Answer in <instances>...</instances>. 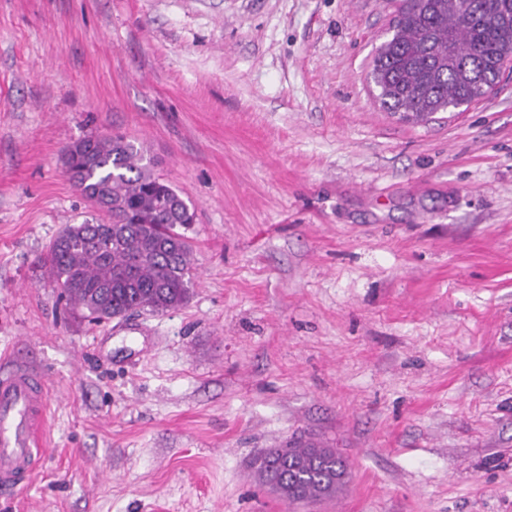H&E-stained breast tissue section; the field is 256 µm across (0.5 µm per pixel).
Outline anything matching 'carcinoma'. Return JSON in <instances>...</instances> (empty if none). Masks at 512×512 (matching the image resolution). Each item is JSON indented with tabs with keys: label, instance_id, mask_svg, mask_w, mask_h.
I'll list each match as a JSON object with an SVG mask.
<instances>
[{
	"label": "carcinoma",
	"instance_id": "cac0c4a2",
	"mask_svg": "<svg viewBox=\"0 0 512 512\" xmlns=\"http://www.w3.org/2000/svg\"><path fill=\"white\" fill-rule=\"evenodd\" d=\"M402 18L378 47L370 73L381 107L426 121L491 93L512 49V0H401ZM66 174L109 216L69 224L43 266L65 306L103 322L181 306L192 284V245L177 191L120 134L88 137L65 151ZM255 474L287 503L334 495L347 466L333 448L289 441L257 459Z\"/></svg>",
	"mask_w": 512,
	"mask_h": 512
}]
</instances>
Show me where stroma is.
I'll return each mask as SVG.
<instances>
[{
	"label": "stroma",
	"instance_id": "obj_1",
	"mask_svg": "<svg viewBox=\"0 0 512 512\" xmlns=\"http://www.w3.org/2000/svg\"><path fill=\"white\" fill-rule=\"evenodd\" d=\"M392 0H0V369L44 372L0 512H512V76L426 123L370 81ZM120 133L196 211L188 302L102 324L39 265ZM350 477L290 505L253 460ZM255 474L290 505L334 495L344 484L345 460L334 448L287 441L257 459Z\"/></svg>",
	"mask_w": 512,
	"mask_h": 512
}]
</instances>
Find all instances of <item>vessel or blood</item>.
Instances as JSON below:
<instances>
[{
    "mask_svg": "<svg viewBox=\"0 0 512 512\" xmlns=\"http://www.w3.org/2000/svg\"><path fill=\"white\" fill-rule=\"evenodd\" d=\"M46 410L43 374L23 364L0 374V493H13L41 455L39 431Z\"/></svg>",
    "mask_w": 512,
    "mask_h": 512,
    "instance_id": "1",
    "label": "vessel or blood"
}]
</instances>
